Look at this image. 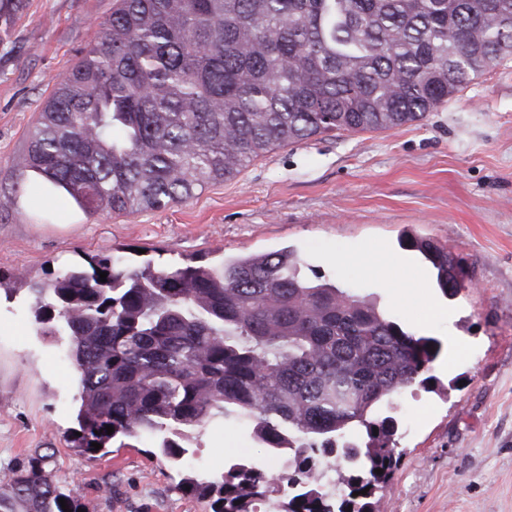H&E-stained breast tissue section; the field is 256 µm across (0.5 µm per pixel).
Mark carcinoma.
<instances>
[{
    "instance_id": "1",
    "label": "carcinoma",
    "mask_w": 512,
    "mask_h": 512,
    "mask_svg": "<svg viewBox=\"0 0 512 512\" xmlns=\"http://www.w3.org/2000/svg\"><path fill=\"white\" fill-rule=\"evenodd\" d=\"M26 6L0 0V30ZM100 26L43 100L18 165L89 216L162 210L320 134L422 121L512 57V0H115ZM407 247L457 294L447 248ZM84 261L29 288L35 321L67 340L75 367L76 451L156 440L179 461L204 425L248 422L288 469L238 461L216 481L184 479L211 512L262 500L374 512L400 460L396 420L378 411L432 381L438 339L306 279L288 247L212 264ZM354 428L364 445L340 442ZM61 498L85 508L43 457L0 483V512H64Z\"/></svg>"
}]
</instances>
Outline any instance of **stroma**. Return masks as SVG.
Here are the masks:
<instances>
[{"label": "stroma", "instance_id": "obj_1", "mask_svg": "<svg viewBox=\"0 0 512 512\" xmlns=\"http://www.w3.org/2000/svg\"><path fill=\"white\" fill-rule=\"evenodd\" d=\"M111 12L112 0H28L0 38V279L48 284L86 254L213 262L293 247L303 276L442 343L431 369L442 391L409 389L390 411L403 456L377 493L380 512H512V60L424 121L278 147L185 202L89 218L16 162L44 96ZM409 236L459 262L456 296L402 247ZM384 252L403 265L374 262ZM73 377L64 340L42 335L27 291L1 298L0 480L42 455L88 512H210L179 489L186 474L211 480L241 459L287 466L238 425L196 432L182 465L147 441L87 459L65 440L77 425Z\"/></svg>", "mask_w": 512, "mask_h": 512}]
</instances>
